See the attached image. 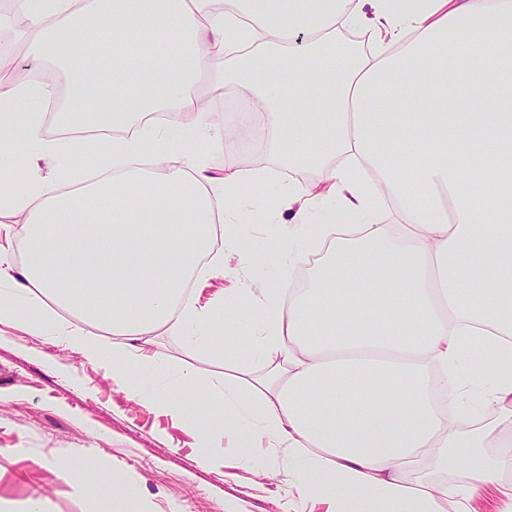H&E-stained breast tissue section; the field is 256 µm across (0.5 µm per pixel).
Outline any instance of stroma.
I'll use <instances>...</instances> for the list:
<instances>
[{"label":"stroma","instance_id":"1","mask_svg":"<svg viewBox=\"0 0 512 512\" xmlns=\"http://www.w3.org/2000/svg\"><path fill=\"white\" fill-rule=\"evenodd\" d=\"M232 210L236 223L249 225L254 248L267 239L271 220L286 224L293 217L287 209L271 215L256 190L237 198ZM255 280L276 282V266L242 263L228 253L223 270L192 282L188 292L204 301ZM224 340L217 332L198 347L160 329L147 347L171 369L189 367L208 380L224 374ZM203 446L200 433L130 400L57 337L0 324V501L19 508L42 495L51 512H91L55 467L81 455L93 480L115 469L126 473L124 512H326L325 505L302 502L280 451L261 448L244 461L227 447L224 463L209 465L201 460Z\"/></svg>","mask_w":512,"mask_h":512}]
</instances>
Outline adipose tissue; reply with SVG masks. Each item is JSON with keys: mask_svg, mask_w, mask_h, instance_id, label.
<instances>
[{"mask_svg": "<svg viewBox=\"0 0 512 512\" xmlns=\"http://www.w3.org/2000/svg\"><path fill=\"white\" fill-rule=\"evenodd\" d=\"M344 28L367 31L371 51H341ZM0 32L42 67L40 80L0 83V170L17 176L0 189V215L17 223L0 232V323L63 336L189 428L227 420L204 461L226 444L245 459L282 449L301 498L327 512H476L491 488L512 512V0H13ZM103 46L108 71L96 65ZM215 56L260 109L273 167L232 161L217 176L152 139L144 120L164 111L173 135L222 144L223 84L197 90ZM48 106L65 129L112 130L123 167L73 190L28 176L32 159L62 150L44 135ZM149 146L164 172L139 167ZM258 187L295 210L271 241L307 244L312 216L329 209L359 225L321 229L307 287L280 281L233 313L186 299L200 257L220 265L217 241L247 239L231 204ZM384 207L391 223H375ZM58 306L110 339L62 324ZM228 325L224 364L254 396L228 379L197 405L196 372L144 346L161 328ZM458 464L465 482H408ZM56 467L95 512H118L124 472L97 482L84 458Z\"/></svg>", "mask_w": 512, "mask_h": 512, "instance_id": "ef3b65f1", "label": "adipose tissue"}]
</instances>
